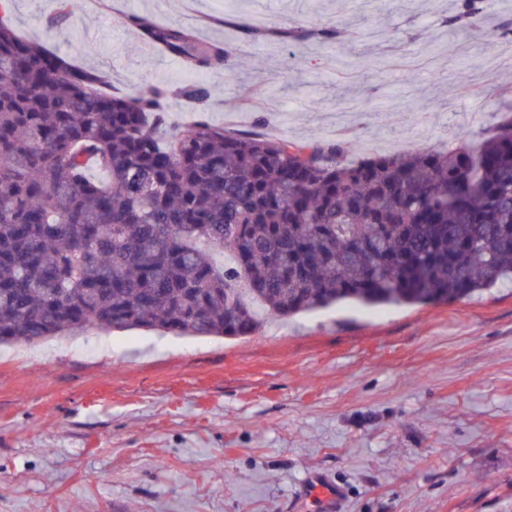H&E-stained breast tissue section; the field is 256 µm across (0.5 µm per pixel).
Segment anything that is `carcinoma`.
Instances as JSON below:
<instances>
[{
  "label": "carcinoma",
  "mask_w": 512,
  "mask_h": 512,
  "mask_svg": "<svg viewBox=\"0 0 512 512\" xmlns=\"http://www.w3.org/2000/svg\"><path fill=\"white\" fill-rule=\"evenodd\" d=\"M79 9L58 0L49 26ZM447 23L482 27L483 0ZM135 25L191 70L235 69L189 28ZM340 36L318 16L288 33ZM168 98L114 96L0 17V344L89 326L248 336L258 307L452 302L512 273V117L473 144L349 160L204 118L171 131Z\"/></svg>",
  "instance_id": "obj_1"
}]
</instances>
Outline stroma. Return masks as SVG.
Returning a JSON list of instances; mask_svg holds the SVG:
<instances>
[{
	"instance_id": "stroma-1",
	"label": "stroma",
	"mask_w": 512,
	"mask_h": 512,
	"mask_svg": "<svg viewBox=\"0 0 512 512\" xmlns=\"http://www.w3.org/2000/svg\"><path fill=\"white\" fill-rule=\"evenodd\" d=\"M457 0H100L47 32L57 0H9L17 33L113 94L174 91L166 122L350 157L479 140L512 110L488 70L512 0L449 35ZM322 15L326 46L252 38ZM144 15L237 47L192 72L128 24ZM203 85L202 107L177 97ZM334 485V505L312 478ZM0 512H512V286L452 303L332 306L244 337L84 329L0 347Z\"/></svg>"
}]
</instances>
